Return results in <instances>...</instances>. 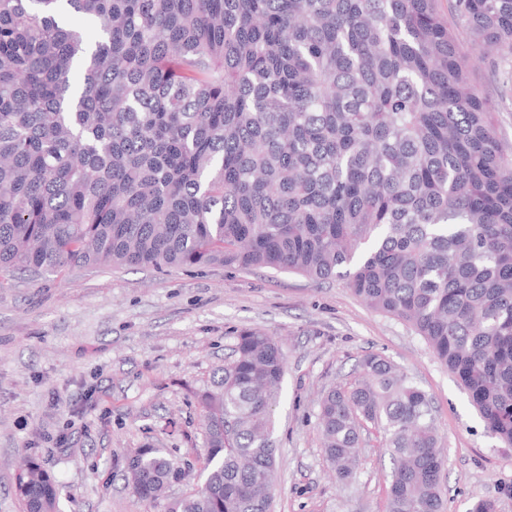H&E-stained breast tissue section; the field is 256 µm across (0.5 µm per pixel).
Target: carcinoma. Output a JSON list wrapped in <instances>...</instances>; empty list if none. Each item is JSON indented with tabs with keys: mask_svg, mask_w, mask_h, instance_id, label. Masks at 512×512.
Returning a JSON list of instances; mask_svg holds the SVG:
<instances>
[{
	"mask_svg": "<svg viewBox=\"0 0 512 512\" xmlns=\"http://www.w3.org/2000/svg\"><path fill=\"white\" fill-rule=\"evenodd\" d=\"M476 58L512 65V0H0V273L338 278L512 446V152ZM285 369L268 333L236 336L198 395L201 482L166 512H271ZM317 420L338 479L370 424L388 512H445L430 397L389 360L365 354ZM30 466L20 497L60 512ZM121 466L149 504L190 469L150 447Z\"/></svg>",
	"mask_w": 512,
	"mask_h": 512,
	"instance_id": "cac0c4a2",
	"label": "carcinoma"
}]
</instances>
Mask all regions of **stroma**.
I'll return each mask as SVG.
<instances>
[{
  "mask_svg": "<svg viewBox=\"0 0 512 512\" xmlns=\"http://www.w3.org/2000/svg\"><path fill=\"white\" fill-rule=\"evenodd\" d=\"M488 62L473 80L492 101L500 141L512 146V87ZM261 329L287 359L274 411L277 492L272 512H387L393 462L383 435L361 432L351 480L324 457L322 390L350 386L364 354L388 358L426 391L447 456V512L481 499L512 512V446L491 436L448 369L406 323L368 308L339 279L268 269L76 268L15 274L0 287V512H25L15 492L22 458L55 481L63 512H164L140 500L122 457L166 449L204 458L198 392L237 334Z\"/></svg>",
  "mask_w": 512,
  "mask_h": 512,
  "instance_id": "1",
  "label": "stroma"
}]
</instances>
